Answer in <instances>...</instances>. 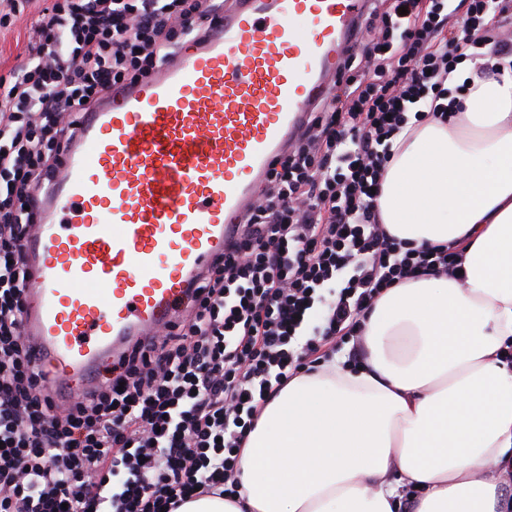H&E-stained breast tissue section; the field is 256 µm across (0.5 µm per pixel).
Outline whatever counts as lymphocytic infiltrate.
<instances>
[{
	"label": "lymphocytic infiltrate",
	"mask_w": 512,
	"mask_h": 512,
	"mask_svg": "<svg viewBox=\"0 0 512 512\" xmlns=\"http://www.w3.org/2000/svg\"><path fill=\"white\" fill-rule=\"evenodd\" d=\"M209 4L53 0L0 89V512H81L119 472L113 512L237 496L239 451L267 398L325 361L326 346L359 339L383 289L460 270L449 246L387 234L374 190L410 121L447 120L448 77L467 57L487 48L500 70L512 0H368L331 93L180 320L135 341L106 384L55 398L21 325L39 190L82 113L153 74Z\"/></svg>",
	"instance_id": "obj_1"
}]
</instances>
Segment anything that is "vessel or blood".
Here are the masks:
<instances>
[{
    "mask_svg": "<svg viewBox=\"0 0 512 512\" xmlns=\"http://www.w3.org/2000/svg\"><path fill=\"white\" fill-rule=\"evenodd\" d=\"M366 0H232L151 77L84 113L26 244L23 326L48 385L106 383L177 322L266 174L327 95Z\"/></svg>",
    "mask_w": 512,
    "mask_h": 512,
    "instance_id": "obj_1",
    "label": "vessel or blood"
}]
</instances>
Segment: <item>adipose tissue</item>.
<instances>
[{
  "label": "adipose tissue",
  "instance_id": "obj_1",
  "mask_svg": "<svg viewBox=\"0 0 512 512\" xmlns=\"http://www.w3.org/2000/svg\"><path fill=\"white\" fill-rule=\"evenodd\" d=\"M448 122L392 143L376 208L394 237L447 245L461 277L384 289L361 368L336 358L263 405L236 499L179 512H512V69H472Z\"/></svg>",
  "mask_w": 512,
  "mask_h": 512
}]
</instances>
